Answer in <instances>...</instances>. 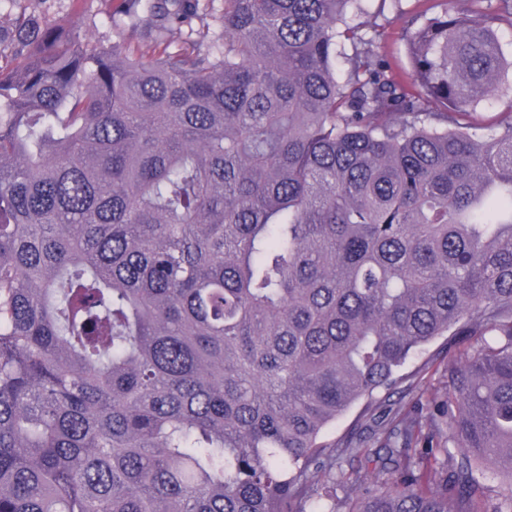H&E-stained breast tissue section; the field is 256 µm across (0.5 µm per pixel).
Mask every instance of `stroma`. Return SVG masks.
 I'll return each mask as SVG.
<instances>
[{"label": "stroma", "instance_id": "1", "mask_svg": "<svg viewBox=\"0 0 512 512\" xmlns=\"http://www.w3.org/2000/svg\"><path fill=\"white\" fill-rule=\"evenodd\" d=\"M364 6V12L354 15V22L375 28V49L386 55L397 78L408 80L412 67L403 19L427 9L439 11V0H365ZM21 7L51 22L77 18L80 34L105 43H122L151 54L161 53L167 48L176 49L180 42L176 34L158 38L146 17L127 13L124 0H21L17 7L6 0L0 5V28L9 27ZM481 345L482 341L477 336L436 337L409 360L403 370L400 393L392 397L390 404L380 405L368 414L364 413L362 405H354L337 420L335 426L326 430L324 443L347 441L364 450L363 455L354 461L342 464L343 476L336 483L337 512H346L352 485L373 477L382 482L392 480V472L382 469L373 450L389 427L394 409L400 408L424 417L425 431L430 436L437 439L447 437L444 422L433 416L432 410L448 397V363L476 355Z\"/></svg>", "mask_w": 512, "mask_h": 512}]
</instances>
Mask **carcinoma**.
<instances>
[{
  "instance_id": "cac0c4a2",
  "label": "carcinoma",
  "mask_w": 512,
  "mask_h": 512,
  "mask_svg": "<svg viewBox=\"0 0 512 512\" xmlns=\"http://www.w3.org/2000/svg\"><path fill=\"white\" fill-rule=\"evenodd\" d=\"M199 2L130 0L186 35L150 61L0 33V512H336L360 448L320 436L455 327L489 337L448 362L458 454L400 416L406 474L350 512H482L478 467L512 483V119L471 126L512 0L406 19L410 85L362 0H224L205 50Z\"/></svg>"
}]
</instances>
